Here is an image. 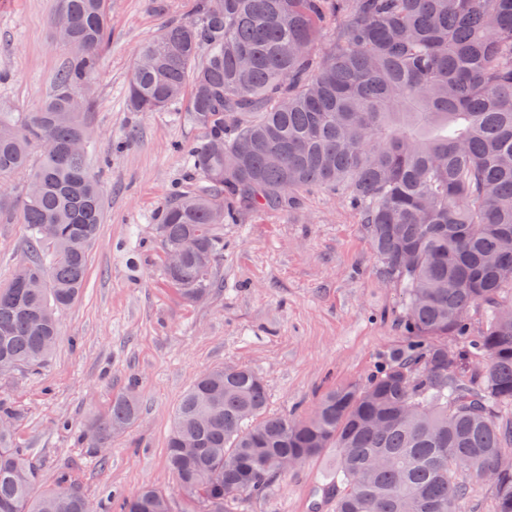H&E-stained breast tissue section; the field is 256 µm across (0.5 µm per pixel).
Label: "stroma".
I'll return each instance as SVG.
<instances>
[{
	"label": "stroma",
	"mask_w": 512,
	"mask_h": 512,
	"mask_svg": "<svg viewBox=\"0 0 512 512\" xmlns=\"http://www.w3.org/2000/svg\"><path fill=\"white\" fill-rule=\"evenodd\" d=\"M192 0H112L111 38L89 74V112L99 137L89 165L103 190L105 220L89 251L81 297L59 315L60 337L37 369L0 375L15 410L12 440L36 469V490L71 475L91 498L150 484L175 512H202L176 488L168 438L183 394L203 371L243 364L268 387V410L303 417L327 390L375 375L403 344L401 288L375 254L347 194L313 188L285 211L244 210L224 227V254L209 296L184 299L166 280L154 224L174 194L194 186L185 150L203 132L183 102L131 112L126 86L134 52ZM59 0H0V113L18 118L52 93L67 53L50 20ZM23 180H0V285L26 253ZM135 383L140 415L99 461L81 433L105 418ZM336 460L326 451L283 472L268 496L231 512H333L320 506Z\"/></svg>",
	"instance_id": "stroma-1"
}]
</instances>
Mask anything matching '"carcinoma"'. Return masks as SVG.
<instances>
[{"instance_id":"1","label":"carcinoma","mask_w":512,"mask_h":512,"mask_svg":"<svg viewBox=\"0 0 512 512\" xmlns=\"http://www.w3.org/2000/svg\"><path fill=\"white\" fill-rule=\"evenodd\" d=\"M110 0H61L52 18L68 61L52 94L19 122L0 117V176L24 174L28 255L0 286V370L37 368L59 312L82 294L104 219L87 165L89 101L75 108L109 39ZM339 18L336 43L314 46ZM187 98L204 131L188 164L204 185L159 213L163 250H184L166 280L210 293L229 203L286 210L312 187L342 189L405 293V345L363 384L327 391L303 419L266 413L264 380L245 366L199 375L176 407L168 461L206 512L266 496L280 460L336 450L334 512H512V0H196L135 53L130 112ZM484 324L470 333L471 311ZM454 344H448V339ZM138 416L133 393L91 425L105 454ZM26 453L0 429V512H102L64 473L32 492ZM120 512H171L144 487Z\"/></svg>"}]
</instances>
